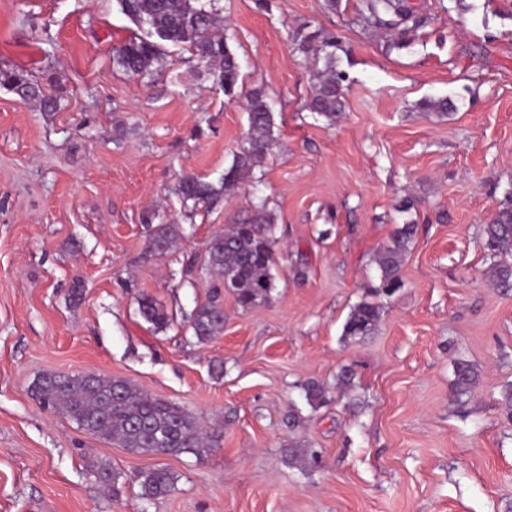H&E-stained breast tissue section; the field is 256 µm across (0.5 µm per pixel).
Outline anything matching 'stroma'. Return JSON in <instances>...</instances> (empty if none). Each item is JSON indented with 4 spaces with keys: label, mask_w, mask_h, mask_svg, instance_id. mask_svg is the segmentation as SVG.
Here are the masks:
<instances>
[{
    "label": "stroma",
    "mask_w": 512,
    "mask_h": 512,
    "mask_svg": "<svg viewBox=\"0 0 512 512\" xmlns=\"http://www.w3.org/2000/svg\"><path fill=\"white\" fill-rule=\"evenodd\" d=\"M418 3L427 24L398 48L359 23L361 0H220L243 79L230 97L176 46L153 82L114 67L133 28L116 0H0V69L58 102L45 112L0 86V512H512L498 404L512 292L490 285L480 236L512 201V0ZM317 30L342 44L333 125L305 108L294 35ZM259 86L275 103L272 151L218 203L186 206L181 177L221 183ZM438 98L449 115L422 109ZM257 197L277 240L270 297L245 309L224 294L223 333L197 343L187 318L210 281L182 268ZM149 215L183 232L158 258L145 254ZM409 221L401 288L380 298L371 335L345 338L379 283L377 253ZM146 297L166 329L142 318ZM460 359L481 372L463 408ZM44 372L127 378L222 439L199 457L129 454L44 410L30 393ZM310 381L327 404L308 401ZM100 460L117 491L92 476ZM157 463L177 482L149 503L134 476Z\"/></svg>",
    "instance_id": "stroma-1"
}]
</instances>
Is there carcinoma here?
<instances>
[{"instance_id": "cac0c4a2", "label": "carcinoma", "mask_w": 512, "mask_h": 512, "mask_svg": "<svg viewBox=\"0 0 512 512\" xmlns=\"http://www.w3.org/2000/svg\"><path fill=\"white\" fill-rule=\"evenodd\" d=\"M209 5L196 0H117L120 11L137 27L112 55L115 67L143 78L151 77L161 63L165 47L179 45L190 54L189 60L206 67L219 64L216 83L224 94L236 93L240 65L228 47L224 33L217 31L220 19L219 0ZM360 20L371 27L396 32L394 45L426 24L427 17L409 0H364ZM297 49L311 65L315 91L306 108L335 123L345 109L343 77L336 72V36L330 32L296 35ZM0 84L9 87L21 99L40 98L38 86L29 78L12 71L0 70ZM248 112L246 145L234 155L224 170L221 186L186 175L179 191L183 202L194 205L215 204L224 192L236 187L244 173L272 149L274 104L261 89L245 94ZM251 215L229 224L209 241L202 264H186L183 275L193 278L203 272L215 280L212 298L196 307L188 326L199 343H205L224 331L222 291L235 296L244 308L254 307L269 299L273 288L271 270L276 264L275 240L272 238L273 217L263 199L252 203ZM147 253L162 256L182 238L181 227L155 216L145 218ZM414 235V225L404 224L391 243L378 252L376 264L380 284L373 295L391 296L401 285V264ZM484 249L494 258L489 277L494 287L512 288V206L499 209L492 221L482 228ZM141 314L155 328L169 325L168 315L148 298L141 302ZM381 308L364 299L350 311L343 326V336L361 339L372 334L380 321ZM480 379L479 369L459 360L452 382L457 404L465 407ZM33 394L53 414L74 422L85 433L111 442L137 455L201 456L219 445V435L205 430L198 417L188 409L146 393L130 381L95 373L61 375L42 373L33 383ZM94 478L105 485H118L120 473L106 462L91 466ZM140 497L155 501L167 496L176 476L167 467L155 465L136 475Z\"/></svg>"}]
</instances>
